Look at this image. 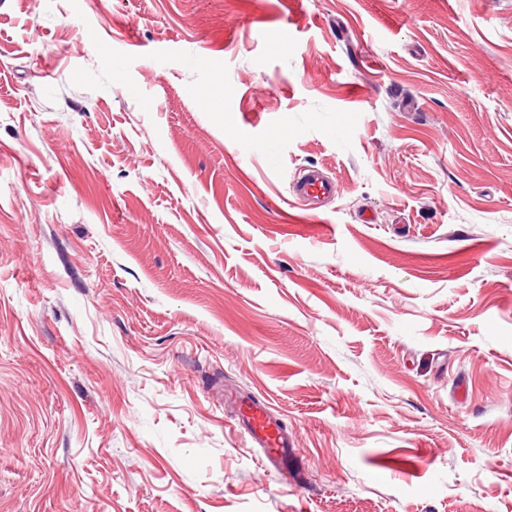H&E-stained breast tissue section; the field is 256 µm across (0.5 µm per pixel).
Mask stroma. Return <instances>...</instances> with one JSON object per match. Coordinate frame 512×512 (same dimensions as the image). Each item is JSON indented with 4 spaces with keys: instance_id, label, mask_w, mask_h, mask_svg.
<instances>
[{
    "instance_id": "obj_1",
    "label": "stroma",
    "mask_w": 512,
    "mask_h": 512,
    "mask_svg": "<svg viewBox=\"0 0 512 512\" xmlns=\"http://www.w3.org/2000/svg\"><path fill=\"white\" fill-rule=\"evenodd\" d=\"M0 512H512V0H0ZM290 188L292 196L308 213L318 212L337 195L336 181L314 165L298 169ZM225 403L234 409L233 425L255 448H262L269 473L282 475L297 466L298 438L289 436L272 412L269 402L239 394L224 388Z\"/></svg>"
}]
</instances>
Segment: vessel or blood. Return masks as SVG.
I'll list each match as a JSON object with an SVG mask.
<instances>
[{
    "label": "vessel or blood",
    "instance_id": "vessel-or-blood-1",
    "mask_svg": "<svg viewBox=\"0 0 512 512\" xmlns=\"http://www.w3.org/2000/svg\"><path fill=\"white\" fill-rule=\"evenodd\" d=\"M293 197L307 212L318 211L335 199V180L316 166L298 169L290 184ZM224 400L234 410L233 425L254 447L260 448L268 472L282 475L297 465L298 439L288 433L272 412L269 402L225 388Z\"/></svg>",
    "mask_w": 512,
    "mask_h": 512
}]
</instances>
